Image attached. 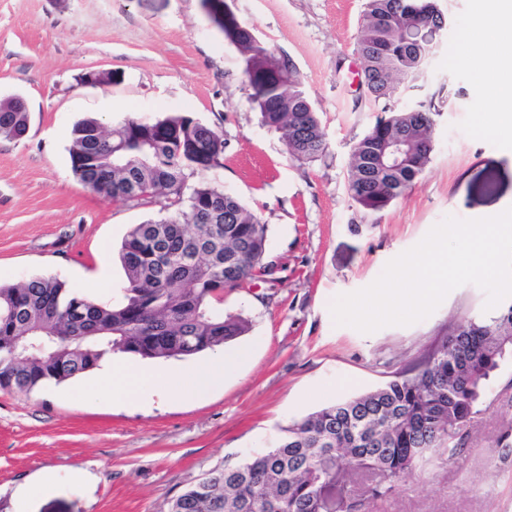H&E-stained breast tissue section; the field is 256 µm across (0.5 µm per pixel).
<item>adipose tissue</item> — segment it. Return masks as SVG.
I'll use <instances>...</instances> for the list:
<instances>
[{
    "label": "adipose tissue",
    "instance_id": "obj_1",
    "mask_svg": "<svg viewBox=\"0 0 512 512\" xmlns=\"http://www.w3.org/2000/svg\"><path fill=\"white\" fill-rule=\"evenodd\" d=\"M468 36L479 46L468 62L489 86L487 104L482 109V127L490 133L511 132L512 53H504L503 48L512 46V0H480L469 19ZM247 357L246 350L224 348L194 371L192 391L203 392L220 385L225 372ZM180 378L178 372L151 367L135 356L119 353L105 357L93 370L87 391L92 397L131 404L146 390L172 387Z\"/></svg>",
    "mask_w": 512,
    "mask_h": 512
}]
</instances>
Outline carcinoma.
Wrapping results in <instances>:
<instances>
[{"label":"carcinoma","mask_w":512,"mask_h":512,"mask_svg":"<svg viewBox=\"0 0 512 512\" xmlns=\"http://www.w3.org/2000/svg\"><path fill=\"white\" fill-rule=\"evenodd\" d=\"M210 20L242 56L250 102L282 133L290 156L312 162L326 133L297 71L250 41L232 8ZM438 0H365L356 52L363 95L382 116L353 144L346 190L368 213L401 198L432 161L434 98L411 109L395 91L422 79L439 47ZM26 103L0 98V140L28 129ZM222 131L188 114L136 113L107 125L79 120L71 170L91 192L128 204L154 200L172 213L135 224L118 253L121 297L102 299L55 276L0 283V389L29 394L97 367L107 352L186 358L249 330L223 314L224 295L268 279V227L207 178L224 166ZM512 359V302L436 337L410 367L376 389L327 405L282 429L268 450L215 466L175 497L168 512H362L394 495L431 459H457L485 386ZM367 481L366 496L352 489Z\"/></svg>","instance_id":"carcinoma-1"}]
</instances>
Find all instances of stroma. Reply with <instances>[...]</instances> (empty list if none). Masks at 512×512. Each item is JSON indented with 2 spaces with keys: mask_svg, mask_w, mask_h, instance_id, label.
Wrapping results in <instances>:
<instances>
[{
  "mask_svg": "<svg viewBox=\"0 0 512 512\" xmlns=\"http://www.w3.org/2000/svg\"><path fill=\"white\" fill-rule=\"evenodd\" d=\"M365 0H229L238 17L290 58L318 112L328 149L293 159L262 126L239 50L201 0H0V98L18 94L26 135L0 141V281L53 275L109 297L125 275L117 251L128 229L158 217L155 204L124 206L73 176L68 148L88 115L188 112L224 133V166L210 179L268 226L278 280L224 298L247 318L235 339L251 351L222 386L200 396L157 391L132 406L83 397L85 378L34 390H0V512L44 471L55 490L31 512H168L203 473L268 450L282 427L367 390L412 364L442 330L484 313L473 284L451 291L426 319L362 333L335 325L330 306L373 283L386 264L445 217L476 219L512 204V133L481 130L485 88L466 58L467 22L479 0H439L445 38L407 107L435 99L434 152L405 195L376 213L349 200L351 147L379 110L352 85ZM123 73L84 87L81 74ZM107 273L106 288L97 277ZM86 479H71L74 468ZM367 512H512V360L489 382L483 411L455 462L436 460Z\"/></svg>",
  "mask_w": 512,
  "mask_h": 512,
  "instance_id": "1",
  "label": "stroma"
}]
</instances>
